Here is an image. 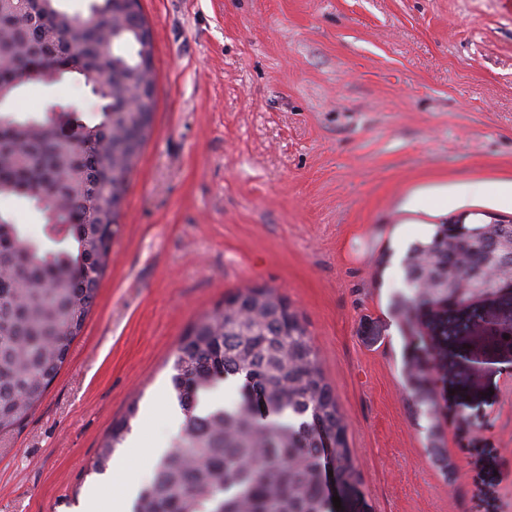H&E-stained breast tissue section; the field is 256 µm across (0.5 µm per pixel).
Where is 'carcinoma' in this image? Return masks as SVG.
<instances>
[{
  "instance_id": "1",
  "label": "carcinoma",
  "mask_w": 512,
  "mask_h": 512,
  "mask_svg": "<svg viewBox=\"0 0 512 512\" xmlns=\"http://www.w3.org/2000/svg\"><path fill=\"white\" fill-rule=\"evenodd\" d=\"M41 0L31 11L0 0V105L43 72L50 86L75 64L100 101L101 120L65 133L49 112H0V198L39 211L47 242L0 213V432L20 425L43 399L95 304L129 180L149 136L156 72L151 31L136 0H92V26ZM409 244L405 289L391 305L409 330L414 313L473 286L512 280L500 239L512 220L479 224L476 236L443 235ZM72 240L77 253L59 244ZM425 357L403 366L413 409L425 413ZM171 385L181 432L159 457L133 512H329L326 464L336 482L357 478L335 389L326 380L298 312L274 289L247 288L192 323L180 339ZM240 380L230 407L199 410L201 394ZM112 424L91 471L102 473L131 430ZM434 463L456 466L429 427Z\"/></svg>"
}]
</instances>
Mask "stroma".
<instances>
[{
	"label": "stroma",
	"mask_w": 512,
	"mask_h": 512,
	"mask_svg": "<svg viewBox=\"0 0 512 512\" xmlns=\"http://www.w3.org/2000/svg\"><path fill=\"white\" fill-rule=\"evenodd\" d=\"M157 73L96 305L43 401L0 433V512H75L89 489L146 484L127 449L110 484L89 469L129 406L159 411L188 326L271 287L304 319L335 387L358 472L330 512H512V349L428 310L418 335L389 306L410 242L458 218H512V0H140ZM99 122L82 76L29 84ZM422 205H413L414 197ZM435 359L431 388L459 469L432 465L406 354Z\"/></svg>",
	"instance_id": "obj_1"
}]
</instances>
